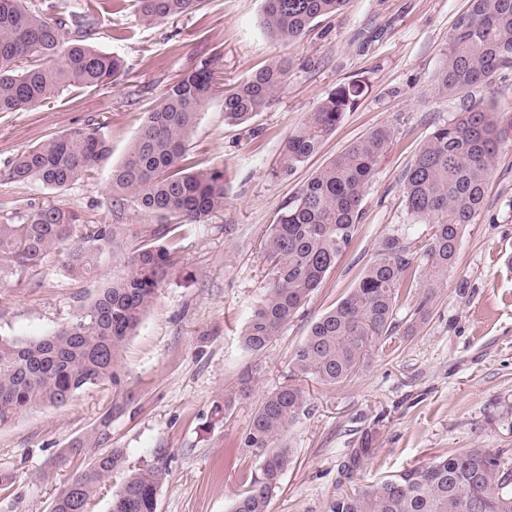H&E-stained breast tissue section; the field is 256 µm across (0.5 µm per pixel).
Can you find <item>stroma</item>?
<instances>
[{"label":"stroma","mask_w":512,"mask_h":512,"mask_svg":"<svg viewBox=\"0 0 512 512\" xmlns=\"http://www.w3.org/2000/svg\"><path fill=\"white\" fill-rule=\"evenodd\" d=\"M51 17L93 14L97 48L124 60L107 88L72 87L40 105L0 112V220L62 202L91 222L111 224L116 240L97 270L70 275L59 252L23 274L0 266V336L34 338L74 318L112 281L158 226L131 204H113V165L168 85L212 62L232 88L254 71L282 64L286 81L250 120L224 121L221 95L205 105L188 146L196 168L224 170V210L177 229L175 266L123 352L120 387H88L61 406L42 405L0 427V512H51L84 466L58 456L110 416L111 443L129 465H166L157 512H231L259 471L260 451L243 439L270 392L301 388L307 408L284 434L294 450L270 512H323L336 494L481 448L512 458V142L500 147L485 199L467 225L455 262L434 287L405 280L391 334L337 387L295 376L291 361L311 323L355 288L382 241L407 234L418 244L428 225L406 214L401 176L437 126L462 108L437 95L432 76L470 0H350L293 43L262 27L263 0H203L199 10L148 25L134 0H36ZM364 93L344 112L319 152L276 174L294 127L337 87ZM100 123L112 153L93 176L55 192L8 179L21 150L61 132ZM379 127L392 142L366 188L363 218L350 245L305 305L263 351L247 350L242 330L263 299L270 265L263 243L285 206L326 163ZM227 404L226 414L214 408Z\"/></svg>","instance_id":"obj_1"}]
</instances>
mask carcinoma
I'll list each match as a JSON object with an SVG mask.
<instances>
[{"label":"carcinoma","mask_w":512,"mask_h":512,"mask_svg":"<svg viewBox=\"0 0 512 512\" xmlns=\"http://www.w3.org/2000/svg\"><path fill=\"white\" fill-rule=\"evenodd\" d=\"M202 0H136L142 21L154 24L192 13ZM349 0H264L263 27L271 39L298 40L311 24L343 10ZM93 16L66 24L31 0H0V112H15L53 99L69 86L97 89L122 77V63L85 43ZM512 68V0H471L454 24L441 66L433 75L441 96H469L502 68ZM286 71L270 65L224 92V121L236 124L263 111ZM210 63L171 84L112 168V199L159 219L162 227L128 258L129 272L48 336L22 340L0 336V425L38 405H64L88 386H119L122 352L156 300L174 266L173 227L203 224L224 210V171L186 163L199 113L215 94ZM359 83L334 90L288 135L276 173L305 162L335 130L343 112L362 94ZM386 127L372 131L322 167L272 225L264 242L270 281L250 315L241 340L263 350L295 316L337 258L351 243L363 211L362 197L392 140ZM512 139V115L496 118L474 103L438 126L402 175L410 220L431 226L421 248L405 234H391L355 288L310 327L292 359L293 371L336 387L363 365L372 344L393 329L400 288L422 269L429 284L446 277L466 225L482 207L499 146ZM111 152L102 127L74 128L22 150L9 178L36 180L62 190L91 176ZM110 224H89L61 202H47L19 222L0 223V264L19 273L53 250H62L73 275L93 272L112 251ZM304 392L293 386L266 395L245 435L247 448L263 450L259 473L250 479L232 512H269L272 497L294 452L282 443L286 429L305 411ZM110 416L70 444L69 454L92 451L75 477L77 494L89 505L123 463L108 447ZM165 469H130L113 494L110 512H156ZM324 512H512V461L470 448L381 476L362 489L337 494Z\"/></svg>","instance_id":"carcinoma-1"}]
</instances>
